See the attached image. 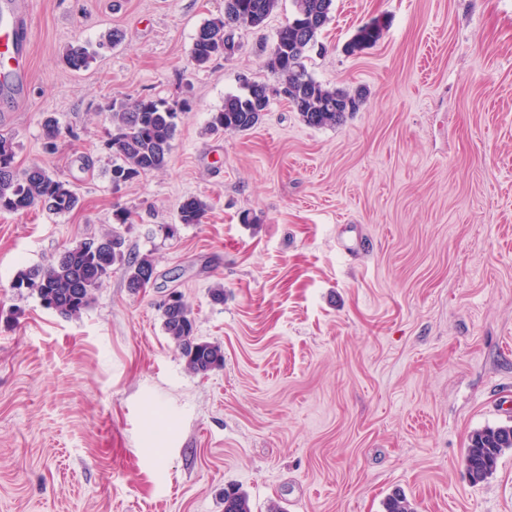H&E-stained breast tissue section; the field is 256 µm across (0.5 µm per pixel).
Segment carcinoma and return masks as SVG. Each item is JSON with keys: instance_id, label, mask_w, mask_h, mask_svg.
<instances>
[{"instance_id": "carcinoma-1", "label": "carcinoma", "mask_w": 512, "mask_h": 512, "mask_svg": "<svg viewBox=\"0 0 512 512\" xmlns=\"http://www.w3.org/2000/svg\"><path fill=\"white\" fill-rule=\"evenodd\" d=\"M280 0H224V15L205 21L194 38L192 59L202 67L213 58L224 55V42L235 39L239 28H258L277 9ZM293 15L276 32L265 67L285 88L287 102L312 127L340 124L347 115L360 110L363 93L331 89L317 82L308 72V53L329 20L333 0H291ZM380 21L361 26L346 51L353 54L375 44L382 33ZM96 51L85 45H72L65 62L73 70L90 64ZM265 84L254 81L241 84L242 92L229 94L224 106L212 114L209 128L215 133L252 129L270 100L261 94ZM181 110L163 100L141 98L131 103L112 106L114 129L111 148L122 159L112 166V182L127 181L141 174L162 169L169 158ZM13 138L0 134V211L21 212L34 207L55 214L69 213L79 205L72 186L38 164L20 170L15 163ZM207 203L190 196L179 206V223L201 224ZM125 268L127 288L137 293L155 278L153 259L129 257L124 251V238L115 231L82 241L61 251L56 261L46 268H29L18 273L13 287L26 288L37 294L42 304L64 317L79 316L93 300L94 291L112 273V267ZM166 334L178 345L188 369L205 375L224 364V350L210 341L195 336V322L183 300L161 306ZM512 450V425L487 426L470 437L464 460L472 483L485 481L496 471L499 459ZM224 512H252L246 493L235 486L224 488ZM384 512H414L411 503L400 492H393L384 502Z\"/></svg>"}]
</instances>
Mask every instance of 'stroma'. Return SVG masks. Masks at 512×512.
I'll return each mask as SVG.
<instances>
[{
    "label": "stroma",
    "instance_id": "obj_1",
    "mask_svg": "<svg viewBox=\"0 0 512 512\" xmlns=\"http://www.w3.org/2000/svg\"><path fill=\"white\" fill-rule=\"evenodd\" d=\"M292 12L280 0L199 67L224 0H31L0 133L81 204L0 211V512H224L229 484L253 512H383L397 489L416 512H512V453L476 485L463 463L473 431L512 424V0H333L307 69L365 90L360 111L311 127L275 98L252 129L210 133L242 77L274 84L263 60ZM374 19L377 43L346 53ZM141 97L187 113L166 167L116 186L111 109ZM190 195L203 223L178 221ZM115 226L155 261L139 293L114 268L65 318L14 288ZM173 289L223 367L187 369L162 329Z\"/></svg>",
    "mask_w": 512,
    "mask_h": 512
}]
</instances>
